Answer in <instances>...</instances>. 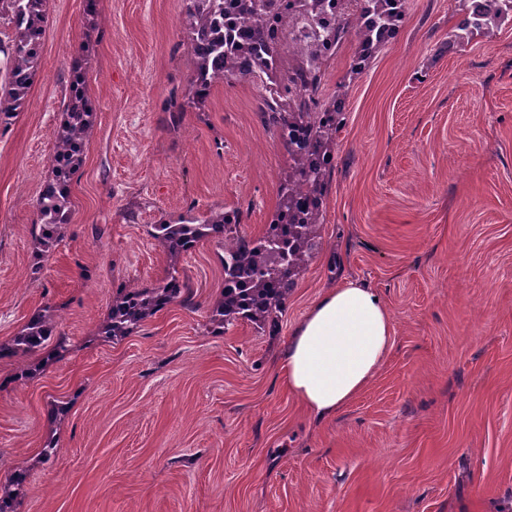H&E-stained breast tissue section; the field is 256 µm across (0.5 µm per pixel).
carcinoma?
Returning a JSON list of instances; mask_svg holds the SVG:
<instances>
[{
	"instance_id": "1",
	"label": "carcinoma",
	"mask_w": 512,
	"mask_h": 512,
	"mask_svg": "<svg viewBox=\"0 0 512 512\" xmlns=\"http://www.w3.org/2000/svg\"><path fill=\"white\" fill-rule=\"evenodd\" d=\"M47 0H0V128L16 118L39 69L41 39L48 24ZM405 0H363L372 14L369 24L341 19L322 20L324 0H184L180 20L192 60L187 89L170 98L163 111L172 129L180 126L183 112L204 107L211 88L224 81L256 85L269 94L261 97L264 124L278 135L288 152V174L279 184L276 211L258 237L237 231L242 213L236 208L192 210L168 222L151 225L150 235L163 246L167 276L148 287H120L112 294L106 317L92 335L119 341L137 332L142 323L177 302L196 306L193 291L181 278L178 264L200 243H224V285L209 310L211 331L246 321L275 332L278 314L307 269L324 224L327 197L342 126L347 85L325 99L321 89L326 69L349 37L357 49L350 76L361 74L373 54L394 39L404 22ZM309 19L312 40L289 48L288 37L297 20ZM512 19V0H486V8H467L457 24L462 40L487 33ZM88 56L80 48L69 63L70 87L64 119L55 133L51 175L37 197L36 240L43 246L59 240L71 221V183L79 172L87 144L97 124V108L86 91ZM47 351L43 363L59 361L67 352L58 331L56 309L42 306L9 341L0 343V360H23ZM27 478V469H14L0 483V512H15Z\"/></svg>"
}]
</instances>
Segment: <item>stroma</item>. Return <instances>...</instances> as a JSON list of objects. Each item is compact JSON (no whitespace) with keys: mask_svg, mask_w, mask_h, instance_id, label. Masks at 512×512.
<instances>
[{"mask_svg":"<svg viewBox=\"0 0 512 512\" xmlns=\"http://www.w3.org/2000/svg\"><path fill=\"white\" fill-rule=\"evenodd\" d=\"M47 8L38 73L0 129V342L48 304L70 351L26 378L0 361V481L30 469L16 512H512V21L457 42L461 0H405L399 36L352 80L343 44L322 88L349 83L321 245L275 334H211L224 251L206 241L182 262L196 308L112 343L92 331L113 291L165 275L150 225L224 205L261 235L288 155L249 84L215 85L168 128L163 104L191 69L182 0H99L94 31L84 0ZM83 46L97 126L71 222L44 248L34 202ZM350 277L386 300L393 348L318 422L277 356Z\"/></svg>","mask_w":512,"mask_h":512,"instance_id":"35a3bbf8","label":"stroma"}]
</instances>
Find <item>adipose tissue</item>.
Here are the masks:
<instances>
[{
  "mask_svg": "<svg viewBox=\"0 0 512 512\" xmlns=\"http://www.w3.org/2000/svg\"><path fill=\"white\" fill-rule=\"evenodd\" d=\"M393 334L377 290L345 279L312 304L289 336L277 364L283 386L317 420L329 419L373 381Z\"/></svg>",
  "mask_w": 512,
  "mask_h": 512,
  "instance_id": "adipose-tissue-1",
  "label": "adipose tissue"
}]
</instances>
